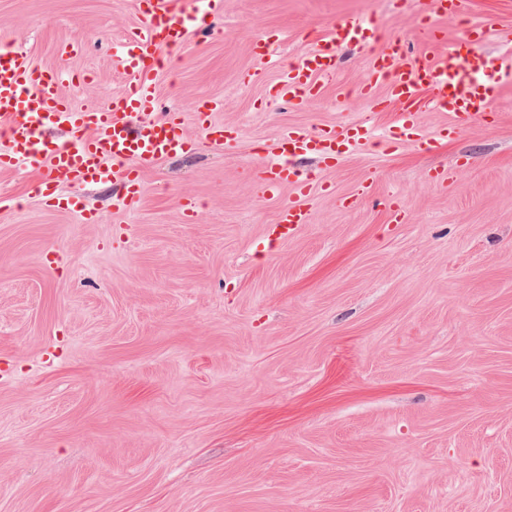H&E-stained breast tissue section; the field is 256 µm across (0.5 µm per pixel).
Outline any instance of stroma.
<instances>
[{
  "label": "stroma",
  "instance_id": "obj_1",
  "mask_svg": "<svg viewBox=\"0 0 512 512\" xmlns=\"http://www.w3.org/2000/svg\"><path fill=\"white\" fill-rule=\"evenodd\" d=\"M422 8L224 0L156 82L193 146L132 210L89 187L83 224L42 204L35 169L0 170V512H512V85L496 124L443 141L428 107L431 147L318 170L307 224L263 250L293 196L261 184L279 134L389 122L361 92L372 46L340 47L309 103L273 85L339 19L411 42ZM467 17L498 21L487 52L512 48V0ZM139 23L135 0H0V42L92 75L64 85L77 105L125 89L113 48ZM206 102L232 132L220 153L195 122Z\"/></svg>",
  "mask_w": 512,
  "mask_h": 512
}]
</instances>
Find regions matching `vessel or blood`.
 Here are the masks:
<instances>
[{
    "mask_svg": "<svg viewBox=\"0 0 512 512\" xmlns=\"http://www.w3.org/2000/svg\"><path fill=\"white\" fill-rule=\"evenodd\" d=\"M223 8V0H206L189 9L178 7L177 0H142L141 23L127 34L116 53L127 77L126 88L106 105L91 100L77 106L63 92L62 80L82 84L87 82V74L44 67L20 49L1 46L0 129L6 138L0 142V169L22 164L34 167L40 175L37 190L41 199L50 207L78 215L85 223L94 222L95 216L77 194L80 186L118 185L120 191L112 206L118 212L129 210L140 198L144 173L161 159L189 147L178 116L157 109L155 83L165 63L162 52L182 49L189 31L211 27ZM497 28V21L490 18L449 43L425 20L418 27V46L390 41L372 56L363 92L377 111L391 106L396 109L384 137L388 145L422 141L418 114L429 105L448 116V125L441 131L445 139L471 121L487 120L494 111L496 89L512 78V56L493 57L483 49ZM380 40V29L372 21L358 17L339 20L318 47L289 65L275 87L277 96L296 104L312 100L320 94L323 81L335 76L341 45L355 42L367 47ZM381 86L386 95L379 99L375 92ZM216 109L213 103L200 107L199 127L210 146L221 150L231 134L211 121L210 114ZM49 127L66 133L62 142L50 147L42 137ZM375 138L374 128L367 124L283 130L262 172L268 196L288 185L298 194L296 201L278 211L280 239L293 236L300 224L306 223L305 200L315 182L313 176L291 168L290 157L311 153L332 163ZM63 177L72 184V191L61 188Z\"/></svg>",
    "mask_w": 512,
    "mask_h": 512,
    "instance_id": "1",
    "label": "vessel or blood"
}]
</instances>
